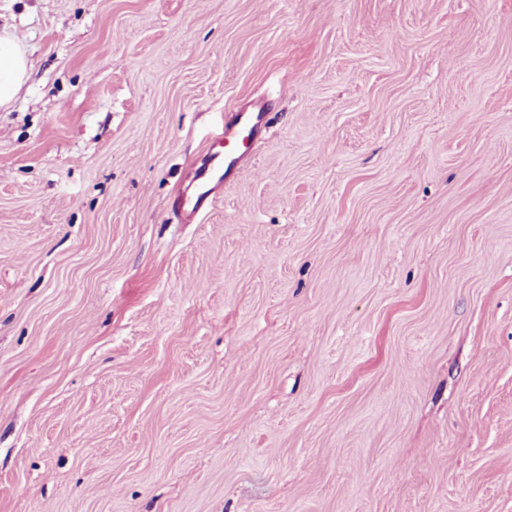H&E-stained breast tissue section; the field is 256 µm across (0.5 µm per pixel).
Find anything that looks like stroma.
Segmentation results:
<instances>
[{
  "label": "stroma",
  "mask_w": 512,
  "mask_h": 512,
  "mask_svg": "<svg viewBox=\"0 0 512 512\" xmlns=\"http://www.w3.org/2000/svg\"><path fill=\"white\" fill-rule=\"evenodd\" d=\"M0 35V512H512V0H0ZM27 62L22 47L0 36V109L8 108L25 82ZM257 127V124L250 125L243 121L241 127L224 128V133L214 141V167L206 169L199 176L192 194L182 198L178 204L189 218H198L211 207L217 187L234 174L243 157L251 151L258 139Z\"/></svg>",
  "instance_id": "obj_1"
}]
</instances>
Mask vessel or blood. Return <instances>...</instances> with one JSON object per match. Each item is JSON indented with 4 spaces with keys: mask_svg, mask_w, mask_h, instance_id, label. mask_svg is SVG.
Listing matches in <instances>:
<instances>
[{
    "mask_svg": "<svg viewBox=\"0 0 512 512\" xmlns=\"http://www.w3.org/2000/svg\"><path fill=\"white\" fill-rule=\"evenodd\" d=\"M256 132L253 124L230 126L214 141L213 167L199 176L192 194L179 202L188 217L201 216L211 207L217 187L234 174L243 157L251 151Z\"/></svg>",
    "mask_w": 512,
    "mask_h": 512,
    "instance_id": "vessel-or-blood-1",
    "label": "vessel or blood"
}]
</instances>
